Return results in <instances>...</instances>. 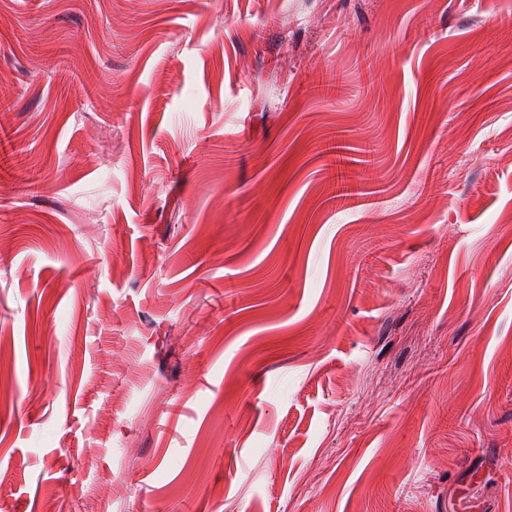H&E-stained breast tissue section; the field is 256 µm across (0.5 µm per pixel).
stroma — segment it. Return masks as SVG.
I'll list each match as a JSON object with an SVG mask.
<instances>
[{
	"instance_id": "1",
	"label": "stroma",
	"mask_w": 512,
	"mask_h": 512,
	"mask_svg": "<svg viewBox=\"0 0 512 512\" xmlns=\"http://www.w3.org/2000/svg\"><path fill=\"white\" fill-rule=\"evenodd\" d=\"M506 448L512 0H0L8 512H512ZM323 155L328 157V167L337 171L336 199H345L353 195L355 190L354 183L359 182L364 177L376 173L372 160L368 157L364 159L351 158L344 155L341 146L334 144L325 145ZM351 167H354L351 169Z\"/></svg>"
}]
</instances>
